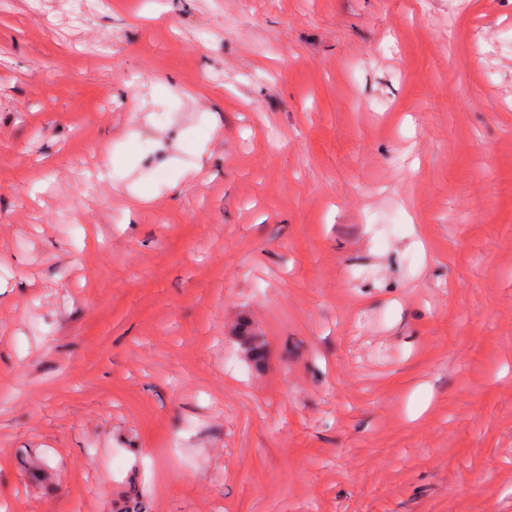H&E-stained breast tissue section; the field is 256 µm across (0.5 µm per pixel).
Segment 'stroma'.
I'll return each instance as SVG.
<instances>
[{
	"label": "stroma",
	"instance_id": "obj_1",
	"mask_svg": "<svg viewBox=\"0 0 512 512\" xmlns=\"http://www.w3.org/2000/svg\"><path fill=\"white\" fill-rule=\"evenodd\" d=\"M133 501L512 512V0H0V512Z\"/></svg>",
	"mask_w": 512,
	"mask_h": 512
}]
</instances>
